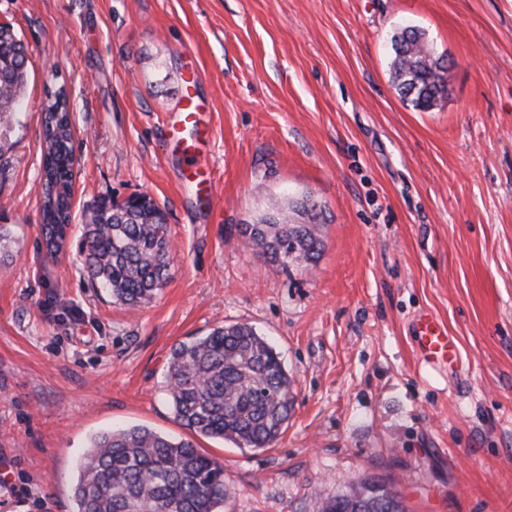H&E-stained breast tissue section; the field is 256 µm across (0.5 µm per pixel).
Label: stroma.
Instances as JSON below:
<instances>
[{
    "label": "stroma",
    "instance_id": "35a3bbf8",
    "mask_svg": "<svg viewBox=\"0 0 512 512\" xmlns=\"http://www.w3.org/2000/svg\"><path fill=\"white\" fill-rule=\"evenodd\" d=\"M28 54L0 175V512H74L97 433L186 431L164 391L181 341L247 322L294 380L270 448L200 437L224 464L223 512H319L366 480L406 512H512V0H0ZM448 62V95L407 106L392 35ZM205 105L206 203L167 131L186 87ZM68 92L69 241L40 233L42 110ZM145 193L167 213L171 277L128 308L76 256L97 200ZM308 198L324 251L283 269L239 232ZM454 336L423 366L413 322ZM415 350L425 366L451 367L457 359V345L448 328L431 314H422L417 321Z\"/></svg>",
    "mask_w": 512,
    "mask_h": 512
}]
</instances>
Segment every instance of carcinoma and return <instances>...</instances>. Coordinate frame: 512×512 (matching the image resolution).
Returning a JSON list of instances; mask_svg holds the SVG:
<instances>
[{
  "instance_id": "1",
  "label": "carcinoma",
  "mask_w": 512,
  "mask_h": 512,
  "mask_svg": "<svg viewBox=\"0 0 512 512\" xmlns=\"http://www.w3.org/2000/svg\"><path fill=\"white\" fill-rule=\"evenodd\" d=\"M400 97L428 111L447 93L436 56L422 33L404 28L391 39ZM24 43L0 25V173L10 166L2 135L21 108L27 76ZM42 148L41 230L45 255L63 253L70 229L73 126L67 101L47 95ZM307 218L288 223L286 210ZM241 231V242L285 269L317 263L324 244L317 204L292 203ZM171 232L146 195L123 204L101 199L84 214L79 258L88 278L121 305L151 303L170 278ZM175 419L194 436L262 450L283 434L294 409L293 381L274 347L247 323L222 324L175 345L165 371ZM75 512H221L224 465L188 438L147 427L114 429L91 440L78 464ZM321 512H405L393 487L362 482L325 501Z\"/></svg>"
}]
</instances>
